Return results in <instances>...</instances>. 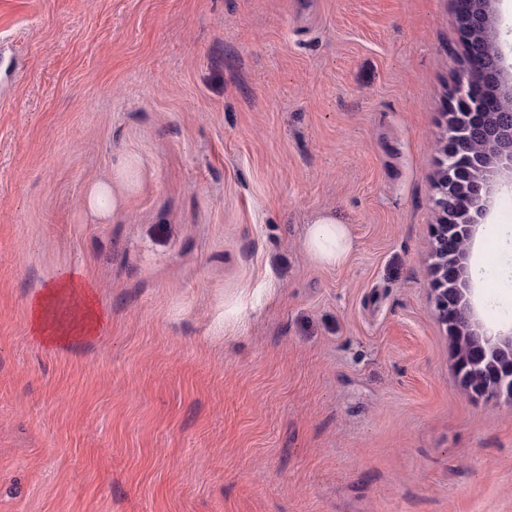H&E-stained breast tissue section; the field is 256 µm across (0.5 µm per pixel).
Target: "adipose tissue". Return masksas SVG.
<instances>
[{
  "label": "adipose tissue",
  "instance_id": "1",
  "mask_svg": "<svg viewBox=\"0 0 512 512\" xmlns=\"http://www.w3.org/2000/svg\"><path fill=\"white\" fill-rule=\"evenodd\" d=\"M305 246L315 259L336 265L346 260L351 241L345 225L336 223L332 218L322 217L309 225ZM45 295L46 298H67L72 301L73 309L63 314L57 325L52 327L46 321L43 300L36 301L29 312V324L32 333L41 341L67 347L97 332L103 316L81 272L66 274L59 282L49 286Z\"/></svg>",
  "mask_w": 512,
  "mask_h": 512
}]
</instances>
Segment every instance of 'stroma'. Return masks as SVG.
Masks as SVG:
<instances>
[{
  "label": "stroma",
  "mask_w": 512,
  "mask_h": 512,
  "mask_svg": "<svg viewBox=\"0 0 512 512\" xmlns=\"http://www.w3.org/2000/svg\"><path fill=\"white\" fill-rule=\"evenodd\" d=\"M465 58L450 0H0V512H512V399L463 393L430 301ZM510 215L503 171L495 335ZM76 270L103 324L42 344ZM118 204L112 182L97 181L88 187L82 200L83 209L97 219H106ZM305 246L312 257L327 264L343 263L351 249V241L343 224L330 217H322L309 225Z\"/></svg>",
  "instance_id": "obj_1"
}]
</instances>
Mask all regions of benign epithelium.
<instances>
[{"mask_svg":"<svg viewBox=\"0 0 512 512\" xmlns=\"http://www.w3.org/2000/svg\"><path fill=\"white\" fill-rule=\"evenodd\" d=\"M495 13H486L484 0H471L462 15L463 25L481 37L468 43L470 66L460 75L453 92L456 106L448 109L445 160L434 199L435 209L444 220L433 228L432 252L437 260L433 282L434 312L448 323L461 312L448 299V277L468 278L469 243L477 225L483 223L493 178L502 170L512 172V94L500 91L503 74L502 44L488 37ZM494 48L488 66L494 94L482 100L470 95L472 65L485 64L483 44Z\"/></svg>","mask_w":512,"mask_h":512,"instance_id":"1","label":"benign epithelium"}]
</instances>
